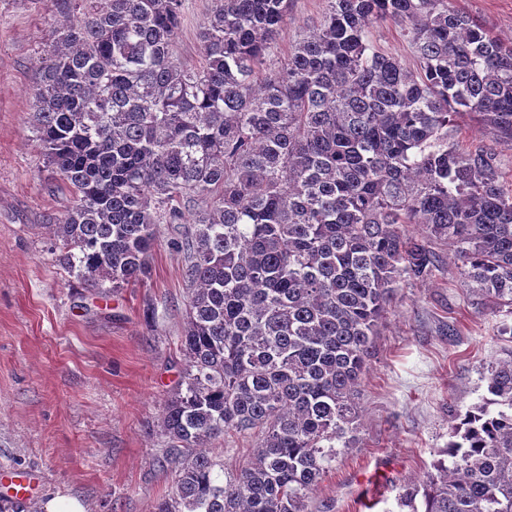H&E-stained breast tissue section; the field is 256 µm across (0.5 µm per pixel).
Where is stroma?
<instances>
[{"instance_id": "1", "label": "stroma", "mask_w": 512, "mask_h": 512, "mask_svg": "<svg viewBox=\"0 0 512 512\" xmlns=\"http://www.w3.org/2000/svg\"><path fill=\"white\" fill-rule=\"evenodd\" d=\"M453 4L512 41V0ZM210 6L187 0L178 44L187 64L201 61ZM323 8L324 0H290L278 56ZM59 11L58 0H0V474L38 477L26 512H42L58 495L86 512H155L173 490L156 459L166 444L158 419L183 362L184 258L163 225L147 277L98 293L52 253L44 226L66 195L27 117ZM457 131L463 146L495 153L512 180V148L472 116L458 119ZM502 321L468 302L449 255L432 277L397 289L359 386V443L320 481L312 512H403V485L432 470L451 426L484 396L483 370L512 355Z\"/></svg>"}]
</instances>
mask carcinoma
Returning a JSON list of instances; mask_svg holds the SVG:
<instances>
[{"label": "carcinoma", "instance_id": "cac0c4a2", "mask_svg": "<svg viewBox=\"0 0 512 512\" xmlns=\"http://www.w3.org/2000/svg\"><path fill=\"white\" fill-rule=\"evenodd\" d=\"M28 118L69 205L43 225L86 287L141 280L181 224L191 291L180 381L159 418L175 474L156 512H309L355 447V395L399 283L457 261L472 304L512 316V43L452 0H326L273 56L289 0H213L203 62L176 55L186 0H66ZM403 27L417 68L370 27ZM453 427L409 512H512V358ZM226 435L256 439L224 480ZM457 128L459 140L463 147H468L471 144L482 143L488 151L495 153L498 157L500 168L505 177L510 181L512 180V149L511 146H503L499 144L490 134H488L484 127L475 117L465 116L457 121Z\"/></svg>", "mask_w": 512, "mask_h": 512}]
</instances>
